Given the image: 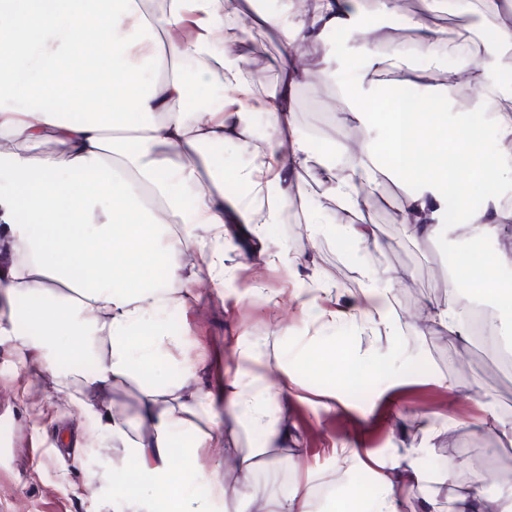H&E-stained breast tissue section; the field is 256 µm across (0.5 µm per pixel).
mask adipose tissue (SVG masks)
Listing matches in <instances>:
<instances>
[{"instance_id": "adipose-tissue-1", "label": "adipose tissue", "mask_w": 512, "mask_h": 512, "mask_svg": "<svg viewBox=\"0 0 512 512\" xmlns=\"http://www.w3.org/2000/svg\"><path fill=\"white\" fill-rule=\"evenodd\" d=\"M397 0H315L311 10L258 13L259 28L278 32L286 44L279 93L260 94L237 47L222 35L226 12L242 13L241 0H165L161 13L144 0H0V236L8 250L0 259V339L14 341L23 366L57 381L63 402L94 413L114 386L164 362L175 337L164 331L143 336L140 325L194 296L198 280L184 276L187 256L208 270L222 262L224 226L272 224L288 210V178L307 168L310 154L295 134L293 88L315 77L334 79L325 60H311L306 47L329 32L364 33L362 67L349 86V112L359 124H374L386 112L383 135L361 144L358 162L334 179L340 203L370 206L378 174L395 173L420 185L401 212L411 235L429 239L446 202H453L475 236L512 222V209L492 196L503 169L480 153L482 127L458 119L408 122L398 100L383 104L378 84L407 80L405 49L388 41L372 18L389 15ZM480 21L495 36L498 54L512 62V0H481ZM466 79L480 90L473 111H495L498 140L512 145V109L499 107L502 89L466 41ZM198 63V76L220 87L216 106L189 108L184 59ZM156 73L144 82L141 71ZM65 98L68 107L45 106ZM266 112L274 137L259 163L237 173L235 184L202 181L201 169L218 166L208 148L225 140L249 146L246 121ZM136 123H129V113ZM47 140L62 154L30 157L29 146ZM245 184L251 200L240 197ZM191 189L184 210L174 189ZM488 205L470 209L475 188ZM161 263L168 287L144 271ZM71 337L68 351L94 361L81 390H69L73 367L55 343ZM268 388L247 391L233 383L224 408L259 429L265 444L277 438L264 409ZM192 413L211 415L209 396L185 402L180 384L153 382L143 388L136 448L142 478L124 503L129 512H155L165 494L168 512H213L226 488L214 479L208 495L189 500L168 480L170 440ZM238 481L262 512H307V492L274 500L251 481L247 462Z\"/></svg>"}]
</instances>
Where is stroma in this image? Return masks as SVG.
Returning a JSON list of instances; mask_svg holds the SVG:
<instances>
[{
    "label": "stroma",
    "mask_w": 512,
    "mask_h": 512,
    "mask_svg": "<svg viewBox=\"0 0 512 512\" xmlns=\"http://www.w3.org/2000/svg\"><path fill=\"white\" fill-rule=\"evenodd\" d=\"M422 15L424 22L447 28L449 34H469L481 44L480 62L492 69L503 89L512 90V66L500 65L490 35L478 25L476 12L422 13L421 0H404L377 24L408 52L414 83L404 91L421 112H439L444 105L425 94L426 84H438V74L422 82L427 63L415 48L416 32L406 19ZM363 40L358 32L335 33L325 52L337 71L335 82L307 81L294 91L295 129L311 151L307 170L293 182L303 195L301 208L317 212L324 226L342 219L376 225L384 241L374 249L346 236L306 232L299 222L225 227L223 251L233 254L236 268H224L213 290L196 301L174 308L172 315L153 316V327L172 329L179 338L172 363L151 368L153 378L183 383L188 394L206 393L224 426L226 452L203 450L193 462L175 471V483L195 496L207 495L214 475L234 483L236 472L218 468V460L253 455L255 479L270 496L292 495L297 484L311 481L319 507L308 512H342L350 498H359L363 512H372L385 493V476L404 472L408 480L397 496L398 512H449L452 494L465 492L477 469L495 476L484 488L485 512H497L501 481L512 480V443L490 430L492 418L512 420V371L487 367L473 341L429 328L428 302H439L449 273L461 281L479 278L480 265L505 255L500 272L512 277V234L492 232L474 237L461 231L453 203L439 217L441 229L430 240H413L400 222V210L416 186L400 177L385 181L381 199L359 213L343 214L325 173L327 155L337 168L348 156L341 145L374 139L377 128L332 120L345 111L344 87L362 62L353 50ZM307 247H300V240ZM268 263L264 283L254 285L239 275L251 253ZM340 263L352 272L353 289L331 291L321 280L318 260ZM402 273L387 282L386 271ZM386 289L384 302L372 291ZM223 297L213 306V294ZM340 303L348 316L336 326L310 320L311 303ZM383 304L387 323L368 320L363 312ZM249 349V356L228 364L226 352ZM362 355L374 370L370 384L351 375L341 352ZM276 378L267 405L279 430L271 448L261 436L224 412V387L232 380ZM20 365L12 341H0V426L8 433L0 455V512H113L123 480L139 468V388L117 385L112 411L128 426L124 435L110 434L103 419L70 405L43 417L32 413L36 396L57 397L53 379L37 383Z\"/></svg>",
    "instance_id": "35a3bbf8"
}]
</instances>
